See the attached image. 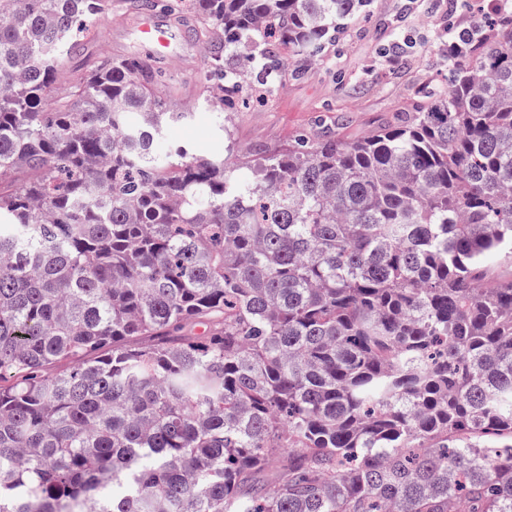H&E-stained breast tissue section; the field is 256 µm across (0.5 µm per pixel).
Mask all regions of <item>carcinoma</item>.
<instances>
[{
	"mask_svg": "<svg viewBox=\"0 0 512 512\" xmlns=\"http://www.w3.org/2000/svg\"><path fill=\"white\" fill-rule=\"evenodd\" d=\"M186 3L185 96L230 112L231 58L274 74L364 0L122 7ZM110 13L0 0V512H512V21L368 137L161 161L191 113L149 60L59 64Z\"/></svg>",
	"mask_w": 512,
	"mask_h": 512,
	"instance_id": "carcinoma-1",
	"label": "carcinoma"
}]
</instances>
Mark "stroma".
I'll list each match as a JSON object with an SVG mask.
<instances>
[{"label": "stroma", "instance_id": "1", "mask_svg": "<svg viewBox=\"0 0 512 512\" xmlns=\"http://www.w3.org/2000/svg\"><path fill=\"white\" fill-rule=\"evenodd\" d=\"M487 4L488 0H367L336 42L315 58H283L273 79L272 100L254 103L263 75L253 69L239 89L242 103L236 112L227 118L218 112L194 113L166 131L157 152L166 154L174 144L199 153L219 151L228 129L244 151L273 147L299 134L362 138L381 123L406 118L447 87L453 62L444 17L451 11L460 26L478 20L486 24L494 18ZM138 20V14L113 9L78 46L64 53L63 66L79 70L104 55L149 57L165 88L186 87L204 73L206 55L189 25L159 15V24L172 26L178 55L154 58L136 37Z\"/></svg>", "mask_w": 512, "mask_h": 512}]
</instances>
